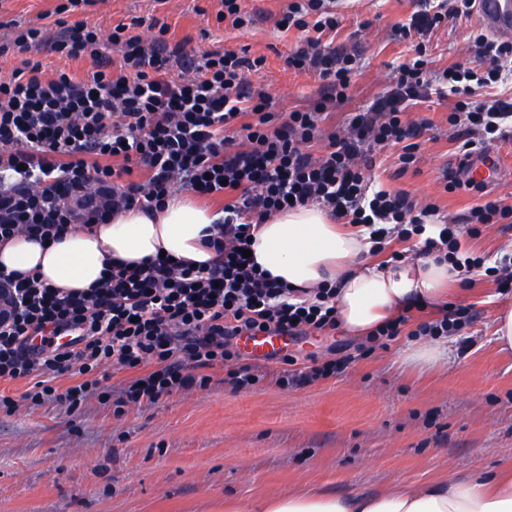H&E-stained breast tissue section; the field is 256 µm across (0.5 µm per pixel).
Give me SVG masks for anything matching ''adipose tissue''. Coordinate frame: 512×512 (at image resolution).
Masks as SVG:
<instances>
[{
	"instance_id": "adipose-tissue-1",
	"label": "adipose tissue",
	"mask_w": 512,
	"mask_h": 512,
	"mask_svg": "<svg viewBox=\"0 0 512 512\" xmlns=\"http://www.w3.org/2000/svg\"><path fill=\"white\" fill-rule=\"evenodd\" d=\"M213 221L208 211L176 197L165 209H130L44 246L23 235L0 240V270L37 275L51 288L85 290L102 284L108 264L117 260L138 263L163 253L182 264L210 267L219 260L209 243ZM368 248L359 229L331 223L321 209L306 206L259 225L250 251L260 269L288 285L338 283L340 329L356 338L411 304L439 303L457 279L450 263L431 257L366 264L361 257ZM224 512H512V473H474L374 493L314 489L248 504L228 500Z\"/></svg>"
}]
</instances>
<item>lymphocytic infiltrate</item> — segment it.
<instances>
[{"label":"lymphocytic infiltrate","mask_w":512,"mask_h":512,"mask_svg":"<svg viewBox=\"0 0 512 512\" xmlns=\"http://www.w3.org/2000/svg\"><path fill=\"white\" fill-rule=\"evenodd\" d=\"M474 0H423L407 22L391 29L412 56L369 109L326 131L328 108L346 102L360 72L358 58L326 44L341 18L334 0H290L281 23L304 36L290 67L316 73L323 99L313 108L274 111L268 93L246 75L264 57L232 51L188 55L171 43L161 22L148 38L116 25L109 36L78 21L59 29L28 28L11 45L18 52L44 46L73 59L89 57L94 71L76 78L45 77L25 63L0 79V238L18 234L60 237L113 213L160 208L180 190L223 199L214 245L223 259L194 269L158 258L138 268L113 265L101 288L75 295L0 271V289L16 302L0 329V381L32 379L25 397L54 399L49 376L82 375L65 399L90 398L116 409L154 404L191 389L195 369L226 367L232 390L261 380L241 363L236 340L271 333H335L336 287L314 296L258 271L243 250L251 227L292 207L316 205L341 224L367 227L371 254L392 242L419 257L435 253L458 269L463 284L481 276L512 287V254L488 264L462 250L450 224L426 236L436 205H418L401 189L373 183L375 155L398 149L400 172L418 160L429 119L410 116L422 99H451L448 125L464 155L488 153L512 137V102L485 100V89L512 84V41L474 29L472 60L430 73L429 43L445 22L471 17ZM180 68V80L169 79ZM142 368L117 398L103 390L105 367Z\"/></svg>","instance_id":"lymphocytic-infiltrate-1"}]
</instances>
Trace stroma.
Listing matches in <instances>:
<instances>
[{
	"label": "stroma",
	"mask_w": 512,
	"mask_h": 512,
	"mask_svg": "<svg viewBox=\"0 0 512 512\" xmlns=\"http://www.w3.org/2000/svg\"><path fill=\"white\" fill-rule=\"evenodd\" d=\"M65 0H0V43L16 27L52 23ZM420 0H346L334 46L361 61L349 101L328 117L342 125L391 84L404 62V48L391 38ZM289 0H243L253 25L233 30L218 22L219 0H97L63 13L102 34L118 23L157 16L170 26L169 39L187 40L190 54L233 50L263 55L266 66L248 73L265 88L274 109L313 106L321 82L286 63L302 35L279 28ZM478 18L450 22L433 37V65L443 68L470 58L468 35ZM38 62L46 76L92 71L91 59H69L31 49L27 56L0 58V77L22 59ZM415 110L432 121L414 169L397 175L387 157L372 177L407 191L418 203H436L441 216L465 224L478 202L474 193L446 192L439 180L457 156L448 127V103L430 99ZM449 301L473 305L472 323L448 339V364L426 369L404 363L412 343L401 333L388 347L359 357L358 339L312 334L289 342L291 364L263 363L265 379L240 392L213 382L179 392L154 405L129 406L90 399L70 409L64 394L79 376H58L57 400H24L25 381L0 382V394L16 401L0 409V512H214L227 498L252 500L288 492L327 489L377 492L401 483L423 484L477 469L512 470V351L499 350L493 315L502 298L493 283L456 287ZM354 355L343 374L307 386H279L278 375L311 360Z\"/></svg>",
	"instance_id": "1"
}]
</instances>
